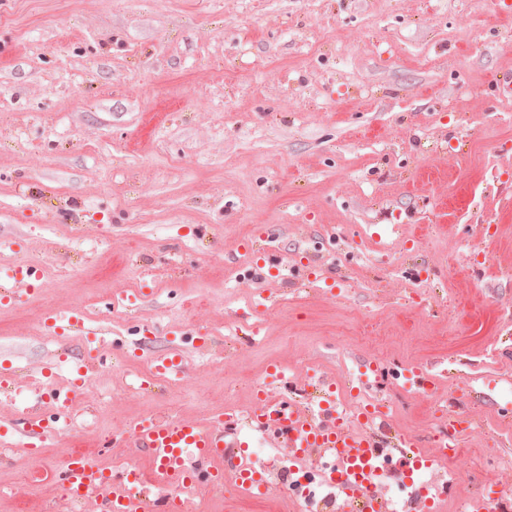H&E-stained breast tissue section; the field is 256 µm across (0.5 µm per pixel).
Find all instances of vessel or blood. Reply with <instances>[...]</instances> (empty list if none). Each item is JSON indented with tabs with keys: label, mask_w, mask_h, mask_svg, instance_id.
Returning <instances> with one entry per match:
<instances>
[{
	"label": "vessel or blood",
	"mask_w": 512,
	"mask_h": 512,
	"mask_svg": "<svg viewBox=\"0 0 512 512\" xmlns=\"http://www.w3.org/2000/svg\"><path fill=\"white\" fill-rule=\"evenodd\" d=\"M36 276L33 267H18L7 279H0V300L12 297L17 283ZM79 396L80 387L73 383L54 393L52 415L23 408L14 426L17 440L27 448L43 446ZM247 420L289 449L288 463L280 469L281 484L289 496H296L301 484L314 479L317 489L304 500L308 512H426L430 487L419 475L431 469L435 460L417 448L411 436L398 432L381 407H374L353 428L337 411L331 391L322 388L306 405L264 398ZM238 433L232 420L218 426L210 421H162L150 416L137 421L127 443L146 449L159 474L171 479L192 480L205 468L211 470L213 480H221L227 471L235 480L247 482L254 471L235 454ZM391 474L408 491L405 508H397L380 490ZM64 487L78 510L95 499L102 512H147L149 503L160 494L158 485L138 470H126L116 483L111 474L84 457L70 460Z\"/></svg>",
	"instance_id": "vessel-or-blood-1"
}]
</instances>
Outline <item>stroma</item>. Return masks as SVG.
<instances>
[{"label": "stroma", "instance_id": "1", "mask_svg": "<svg viewBox=\"0 0 512 512\" xmlns=\"http://www.w3.org/2000/svg\"><path fill=\"white\" fill-rule=\"evenodd\" d=\"M512 0H0V435L49 407L68 361L104 355L97 400L46 447L0 457V512L64 495L68 451L152 473L140 417L215 421L325 378L381 399L447 468L456 508L512 488ZM277 268L247 275L259 250ZM268 305H258L259 297ZM79 326L51 337L50 314ZM180 376L135 388L170 355ZM428 374L407 393L398 372ZM107 404L112 422L96 425ZM205 512H291L282 491L198 494ZM34 278H37V271L32 266L18 267L12 272V275L7 276V281L0 278V300L2 301L5 298L11 299L17 283L30 281Z\"/></svg>", "mask_w": 512, "mask_h": 512}]
</instances>
